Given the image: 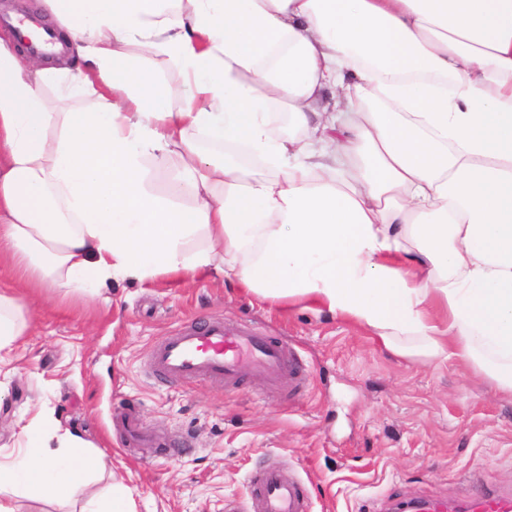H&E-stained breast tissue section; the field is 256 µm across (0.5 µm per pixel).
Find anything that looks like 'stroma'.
Segmentation results:
<instances>
[{
  "mask_svg": "<svg viewBox=\"0 0 512 512\" xmlns=\"http://www.w3.org/2000/svg\"><path fill=\"white\" fill-rule=\"evenodd\" d=\"M0 373V446L18 451L37 414L100 449L137 512H250L253 470L277 462L310 512H389L417 497L512 492V395L459 361L397 356L370 331L242 292L224 277L115 279L94 295L46 288ZM245 321L300 354L301 388L243 376L156 383L163 336L194 319ZM149 442L127 444L123 413ZM190 445L191 455H176Z\"/></svg>",
  "mask_w": 512,
  "mask_h": 512,
  "instance_id": "obj_1",
  "label": "stroma"
}]
</instances>
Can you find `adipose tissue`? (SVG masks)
<instances>
[{"label":"adipose tissue","instance_id":"obj_1","mask_svg":"<svg viewBox=\"0 0 512 512\" xmlns=\"http://www.w3.org/2000/svg\"><path fill=\"white\" fill-rule=\"evenodd\" d=\"M44 2L80 63L0 38V363L41 289L217 271L512 394V0ZM176 147L163 198L145 162ZM22 440L0 512L103 471L45 415Z\"/></svg>","mask_w":512,"mask_h":512}]
</instances>
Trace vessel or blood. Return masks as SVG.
<instances>
[{
  "label": "vessel or blood",
  "instance_id": "vessel-or-blood-1",
  "mask_svg": "<svg viewBox=\"0 0 512 512\" xmlns=\"http://www.w3.org/2000/svg\"><path fill=\"white\" fill-rule=\"evenodd\" d=\"M158 382L221 379L237 382L244 373L276 383L296 379L303 370L297 351L264 335L250 324L221 319L189 321L164 336L151 356ZM251 512H310L306 487L284 480L276 464L258 474ZM404 512H512V493L480 491L459 502L419 498Z\"/></svg>",
  "mask_w": 512,
  "mask_h": 512
}]
</instances>
